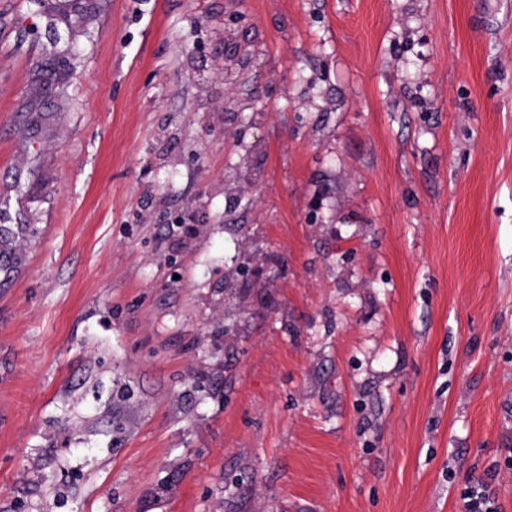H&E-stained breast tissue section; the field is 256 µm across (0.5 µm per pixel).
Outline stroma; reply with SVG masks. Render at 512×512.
<instances>
[{
  "label": "stroma",
  "mask_w": 512,
  "mask_h": 512,
  "mask_svg": "<svg viewBox=\"0 0 512 512\" xmlns=\"http://www.w3.org/2000/svg\"><path fill=\"white\" fill-rule=\"evenodd\" d=\"M0 228V512H512V0H0ZM466 512H502L484 484L466 487L462 492Z\"/></svg>",
  "instance_id": "obj_1"
}]
</instances>
